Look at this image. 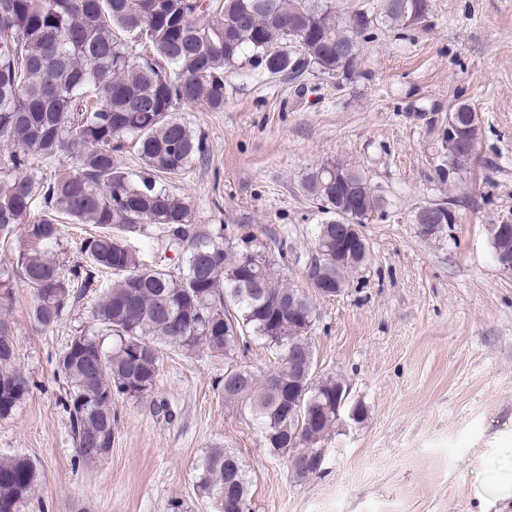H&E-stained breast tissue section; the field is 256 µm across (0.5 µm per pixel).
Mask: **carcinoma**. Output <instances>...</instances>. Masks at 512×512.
Here are the masks:
<instances>
[{
  "mask_svg": "<svg viewBox=\"0 0 512 512\" xmlns=\"http://www.w3.org/2000/svg\"><path fill=\"white\" fill-rule=\"evenodd\" d=\"M380 7L394 28L409 29L426 20L430 0H381ZM369 28L367 14L344 17L330 0H0V165L13 171L0 181V242L20 239L11 264L0 268V294L9 296L16 282L29 288L31 318L48 330L96 287L98 273L115 276L94 310L96 331L70 337L55 360L79 458L92 459L83 444L112 437L120 398H149L153 412L171 416L167 402L153 398L160 362L147 359L148 350L168 344L228 357L256 339L273 352V365L225 371L224 399L257 420L271 452L289 453L296 477L313 475L299 456L320 449L336 427V393L348 386L334 377L314 383L307 370L315 362L312 336L295 317H313L315 308L285 274L288 240L260 236L251 224H196L187 198L166 182L205 151L179 107L224 109L226 70L245 61L279 80H349L363 74ZM448 112L479 143L473 107L458 101ZM128 140L149 177L135 180L122 167ZM443 142L434 179L448 192L440 204L459 219L458 207L475 193L473 157ZM59 153L75 161L63 177L45 179L28 167L32 156ZM301 190L325 216L315 242L325 238L333 248L338 225L365 224L383 209L363 172L339 160L308 172ZM64 220L100 228L82 242L84 262L67 271L56 257ZM159 241L186 252L179 276L145 262ZM490 244L493 255H512V231L490 235ZM368 256L364 237L338 277L335 251L313 254L307 282L344 286ZM29 394L0 321V419ZM198 471L197 491L216 512L232 503L250 512V481L234 449H212ZM37 486L30 458H0V512H22Z\"/></svg>",
  "mask_w": 512,
  "mask_h": 512,
  "instance_id": "carcinoma-1",
  "label": "carcinoma"
}]
</instances>
